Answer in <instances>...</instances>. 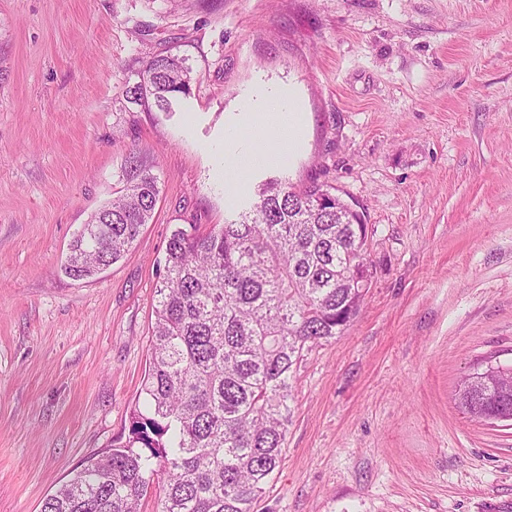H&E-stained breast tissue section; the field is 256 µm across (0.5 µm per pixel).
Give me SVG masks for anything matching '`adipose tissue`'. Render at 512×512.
Returning a JSON list of instances; mask_svg holds the SVG:
<instances>
[{
  "mask_svg": "<svg viewBox=\"0 0 512 512\" xmlns=\"http://www.w3.org/2000/svg\"><path fill=\"white\" fill-rule=\"evenodd\" d=\"M253 108L256 112L253 142L238 143L240 157H250L260 162L282 161L292 150L300 130L298 116L289 100L282 97H262Z\"/></svg>",
  "mask_w": 512,
  "mask_h": 512,
  "instance_id": "adipose-tissue-1",
  "label": "adipose tissue"
}]
</instances>
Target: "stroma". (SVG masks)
<instances>
[{"label": "stroma", "mask_w": 512, "mask_h": 512, "mask_svg": "<svg viewBox=\"0 0 512 512\" xmlns=\"http://www.w3.org/2000/svg\"><path fill=\"white\" fill-rule=\"evenodd\" d=\"M197 73L172 111L130 88ZM280 91V163L224 183V142ZM160 194L97 276L60 269L128 157ZM318 181L370 227L371 286L306 352L255 512H512V425L455 404L512 364V0H0V512H41L127 437L171 232H208L269 178ZM195 80L196 74L186 58L158 55L146 64L142 80L129 93L148 104L151 102L160 111L169 112L174 99L190 94Z\"/></svg>", "instance_id": "35a3bbf8"}]
</instances>
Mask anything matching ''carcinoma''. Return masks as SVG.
<instances>
[{"label": "carcinoma", "mask_w": 512, "mask_h": 512, "mask_svg": "<svg viewBox=\"0 0 512 512\" xmlns=\"http://www.w3.org/2000/svg\"><path fill=\"white\" fill-rule=\"evenodd\" d=\"M195 80L186 59L158 55L129 93L168 112ZM125 180L70 244L69 277L118 261L149 223L157 176L132 156ZM327 195L335 188L324 183L272 179L209 232H172L128 442L86 459L42 512H140L157 479L158 512H254L282 462L303 352L343 334L366 295L364 214L342 198L319 203ZM458 407L481 420L511 416L512 367L465 379Z\"/></svg>", "instance_id": "carcinoma-1"}]
</instances>
